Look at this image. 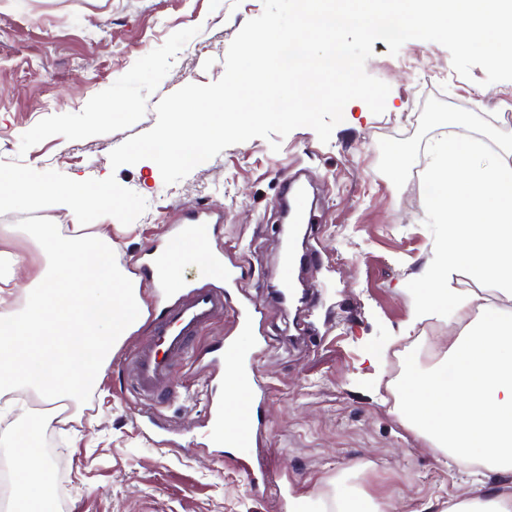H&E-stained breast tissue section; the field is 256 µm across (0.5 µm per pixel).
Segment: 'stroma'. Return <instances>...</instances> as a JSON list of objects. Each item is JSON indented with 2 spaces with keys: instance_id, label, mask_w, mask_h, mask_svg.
I'll return each mask as SVG.
<instances>
[{
  "instance_id": "obj_1",
  "label": "stroma",
  "mask_w": 512,
  "mask_h": 512,
  "mask_svg": "<svg viewBox=\"0 0 512 512\" xmlns=\"http://www.w3.org/2000/svg\"><path fill=\"white\" fill-rule=\"evenodd\" d=\"M263 0H0V167L60 182L95 184L106 173L147 202L133 223L110 221L112 261L123 269L146 259L167 231L201 211L219 216L213 248L244 270L242 287L264 312L269 346L256 376L265 390L252 447L290 488L336 491V477L389 505L391 512H446L468 497L474 478L393 411L409 352L422 367L438 362L463 328L458 315H430L408 327V281L426 271L434 239L417 186L419 156L403 187L379 172L380 140L418 130L428 98L490 114L512 112V81L484 85L473 67L458 75L448 50L421 40L398 54L373 44L367 72L390 92L382 114L360 100L329 143L308 127L272 151L254 138L227 147L181 181L165 184L150 160L112 168L109 154L151 130L161 98L225 72L230 43L260 16ZM131 106L136 118L105 117ZM304 169L307 200L319 216L304 227L306 267L282 258L280 203L294 169ZM66 210H0V277L11 254L33 269L44 254L26 224H69ZM152 336L142 319L68 423L44 416L38 444L57 492L52 512H282L275 493L258 494L248 476L224 462L205 413L209 381L187 360L173 371L177 398L171 431L144 432L127 390L124 358ZM379 347V381L365 380L364 356Z\"/></svg>"
}]
</instances>
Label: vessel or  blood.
<instances>
[{
    "label": "vessel or blood",
    "mask_w": 512,
    "mask_h": 512,
    "mask_svg": "<svg viewBox=\"0 0 512 512\" xmlns=\"http://www.w3.org/2000/svg\"><path fill=\"white\" fill-rule=\"evenodd\" d=\"M211 223V214L201 212L192 217L190 222H183L172 228L165 240H162L152 252V263H159L171 241L183 236L189 225L208 226ZM241 280V267L238 263L228 261L223 263L214 281L188 283L176 294L163 289L157 291L156 297L161 307L156 332L150 341L135 349L127 361L131 390L141 406L145 429L165 425L166 419L161 409L176 395L171 384V374L178 364L191 358V350L198 336L219 314H229L238 335L253 336L257 341H264L263 314L253 307L247 298L239 297ZM257 357V352H242L228 343L211 350L208 361L211 378H218L224 370L225 363L231 362L249 382L250 388L242 403L241 414L251 425L259 420V408L263 399L262 393L253 386ZM206 407L208 418L213 424L212 437L214 440H221L224 435L222 424L225 401L210 396L206 399ZM252 445V435L235 436L233 440L227 442L225 463L245 472L255 489L266 490L277 486V479L253 467L248 454V449Z\"/></svg>",
    "instance_id": "1"
}]
</instances>
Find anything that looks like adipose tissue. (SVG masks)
Instances as JSON below:
<instances>
[{
	"label": "adipose tissue",
	"mask_w": 512,
	"mask_h": 512,
	"mask_svg": "<svg viewBox=\"0 0 512 512\" xmlns=\"http://www.w3.org/2000/svg\"><path fill=\"white\" fill-rule=\"evenodd\" d=\"M117 196L107 180L90 189L78 179L60 184L30 172L0 176V205L34 209L53 199L76 220L68 229L29 230L50 265L33 274L22 308H6L0 298V397L22 390L46 405L77 400L111 363L116 343L141 322L139 284L113 265L111 238L85 222ZM208 253L207 241L177 242L160 266L165 284L177 285L181 264L204 263ZM288 512H380V505L340 485L328 499L289 492Z\"/></svg>",
	"instance_id": "obj_1"
}]
</instances>
